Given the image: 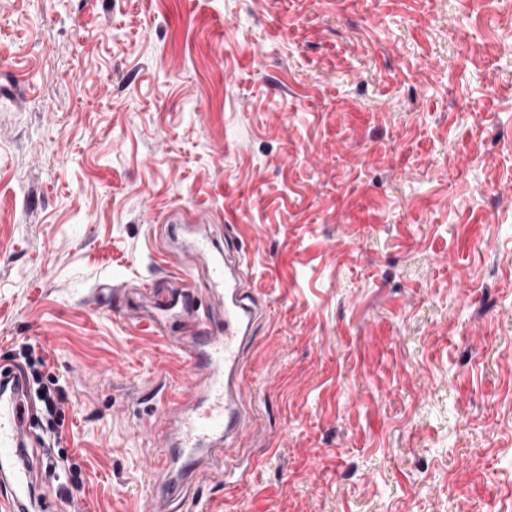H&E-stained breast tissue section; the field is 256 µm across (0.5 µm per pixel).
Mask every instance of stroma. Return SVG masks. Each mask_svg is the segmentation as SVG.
<instances>
[{
    "instance_id": "35a3bbf8",
    "label": "stroma",
    "mask_w": 512,
    "mask_h": 512,
    "mask_svg": "<svg viewBox=\"0 0 512 512\" xmlns=\"http://www.w3.org/2000/svg\"><path fill=\"white\" fill-rule=\"evenodd\" d=\"M248 245L265 449L212 512H512V0H0V366L64 388L45 512H143L142 396ZM123 290V315L92 313Z\"/></svg>"
}]
</instances>
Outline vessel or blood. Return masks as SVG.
<instances>
[{"label": "vessel or blood", "instance_id": "obj_1", "mask_svg": "<svg viewBox=\"0 0 512 512\" xmlns=\"http://www.w3.org/2000/svg\"><path fill=\"white\" fill-rule=\"evenodd\" d=\"M244 262L241 249L225 250L207 270L204 299H196L193 287H186L183 307L191 330L177 344L182 380L177 391L157 395L159 419L149 431L156 445L165 449L163 469L178 465L196 474L217 463L224 467L225 488L236 490L248 486L260 463L258 456L242 460L235 453L255 429L254 419L244 412L253 385L245 349L252 323L263 314L261 299L235 278ZM12 386L9 402L0 405L1 461L18 454L30 437L25 384L16 376ZM32 483L26 469L0 475V486L9 490L0 497V512H14L16 500ZM184 491V484L164 480L156 488V512H165Z\"/></svg>", "mask_w": 512, "mask_h": 512}]
</instances>
